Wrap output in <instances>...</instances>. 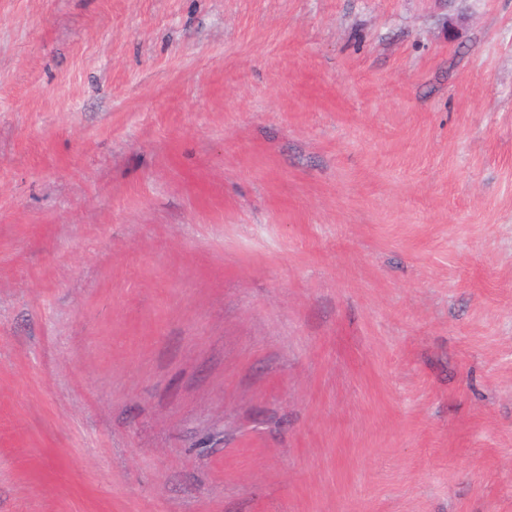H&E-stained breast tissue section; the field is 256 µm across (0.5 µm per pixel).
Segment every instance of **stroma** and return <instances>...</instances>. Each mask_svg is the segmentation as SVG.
I'll return each mask as SVG.
<instances>
[{
  "label": "stroma",
  "instance_id": "stroma-1",
  "mask_svg": "<svg viewBox=\"0 0 512 512\" xmlns=\"http://www.w3.org/2000/svg\"><path fill=\"white\" fill-rule=\"evenodd\" d=\"M0 512H512V0H0Z\"/></svg>",
  "mask_w": 512,
  "mask_h": 512
}]
</instances>
